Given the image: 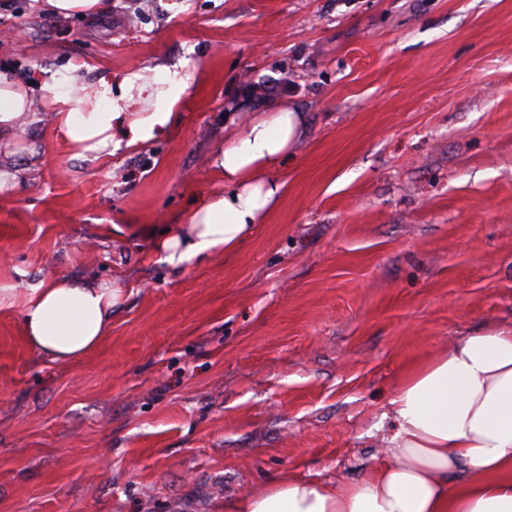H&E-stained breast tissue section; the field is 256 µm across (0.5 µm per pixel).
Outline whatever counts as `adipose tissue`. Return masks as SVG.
I'll return each instance as SVG.
<instances>
[{"label":"adipose tissue","instance_id":"ef3b65f1","mask_svg":"<svg viewBox=\"0 0 512 512\" xmlns=\"http://www.w3.org/2000/svg\"><path fill=\"white\" fill-rule=\"evenodd\" d=\"M81 73L53 94V121L81 153H99L112 128L127 118L131 144L153 140L172 120L183 88L174 74L121 81L105 102L79 95ZM155 98L150 112L131 105ZM44 101L21 78L0 72V143H11L21 117L38 123ZM306 116L277 104L228 130L210 166L220 190L197 201L175 235L156 243L165 262L236 251L278 204L276 178L303 138ZM120 288L57 277L31 288L22 330L31 349L62 365L83 361L107 336ZM394 431L381 461L361 481L344 486L280 476L225 505V512H512V327L459 337L448 352L405 376L391 401Z\"/></svg>","mask_w":512,"mask_h":512}]
</instances>
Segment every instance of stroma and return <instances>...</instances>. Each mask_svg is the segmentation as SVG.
<instances>
[{"label": "stroma", "instance_id": "1", "mask_svg": "<svg viewBox=\"0 0 512 512\" xmlns=\"http://www.w3.org/2000/svg\"><path fill=\"white\" fill-rule=\"evenodd\" d=\"M0 0V70L36 97L178 72L169 131L77 156L22 123L0 171V512H224L281 475L363 479L390 400L454 337L512 325V0ZM307 114L279 207L236 252L155 248L219 188L258 105ZM122 288L81 363L33 351L28 288ZM58 15L68 17L71 13H96L104 0H45Z\"/></svg>", "mask_w": 512, "mask_h": 512}]
</instances>
